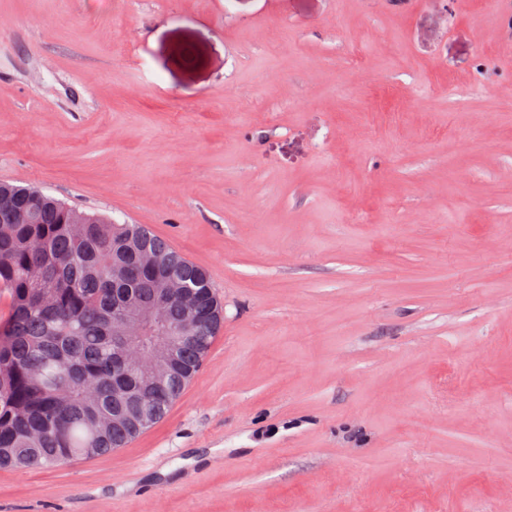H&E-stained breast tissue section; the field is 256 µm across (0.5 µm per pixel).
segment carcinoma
Returning <instances> with one entry per match:
<instances>
[{
  "label": "carcinoma",
  "mask_w": 512,
  "mask_h": 512,
  "mask_svg": "<svg viewBox=\"0 0 512 512\" xmlns=\"http://www.w3.org/2000/svg\"><path fill=\"white\" fill-rule=\"evenodd\" d=\"M0 205L30 217L0 222V468H54L125 447L165 417L220 332L224 307L209 275L142 224L78 213L6 181ZM145 257L195 295L201 322L192 338L143 329L140 350L166 340L173 367L139 394L137 370L112 345V281L150 303L163 282ZM116 411L129 421L113 424Z\"/></svg>",
  "instance_id": "1"
}]
</instances>
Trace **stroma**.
Wrapping results in <instances>:
<instances>
[{
	"instance_id": "stroma-1",
	"label": "stroma",
	"mask_w": 512,
	"mask_h": 512,
	"mask_svg": "<svg viewBox=\"0 0 512 512\" xmlns=\"http://www.w3.org/2000/svg\"><path fill=\"white\" fill-rule=\"evenodd\" d=\"M1 180L148 225L224 326L0 512H512V0H0Z\"/></svg>"
}]
</instances>
